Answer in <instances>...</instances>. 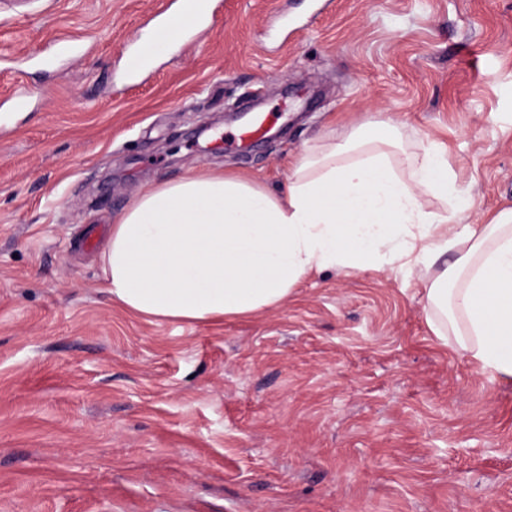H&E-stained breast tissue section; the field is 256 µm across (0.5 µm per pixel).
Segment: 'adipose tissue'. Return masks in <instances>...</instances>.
<instances>
[{"label": "adipose tissue", "mask_w": 512, "mask_h": 512, "mask_svg": "<svg viewBox=\"0 0 512 512\" xmlns=\"http://www.w3.org/2000/svg\"><path fill=\"white\" fill-rule=\"evenodd\" d=\"M393 120L357 126L352 145L303 153L279 192L234 172L199 170L140 193L100 254L116 306L154 318L207 321L284 303L299 280L329 267L431 269L429 320L455 336L480 372L512 380V211L454 224L472 201L442 154L396 168ZM452 200L428 210L427 196Z\"/></svg>", "instance_id": "obj_1"}]
</instances>
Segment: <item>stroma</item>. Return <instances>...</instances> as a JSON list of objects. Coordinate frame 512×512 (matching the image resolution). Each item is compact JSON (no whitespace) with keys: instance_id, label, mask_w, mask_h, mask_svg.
<instances>
[{"instance_id":"obj_1","label":"stroma","mask_w":512,"mask_h":512,"mask_svg":"<svg viewBox=\"0 0 512 512\" xmlns=\"http://www.w3.org/2000/svg\"><path fill=\"white\" fill-rule=\"evenodd\" d=\"M157 2L0 0V512H512V381L435 335L428 274L327 268L203 323L113 306L99 263L145 189H275L387 116L396 166L443 152L456 223L512 210V0H210L129 71Z\"/></svg>"}]
</instances>
